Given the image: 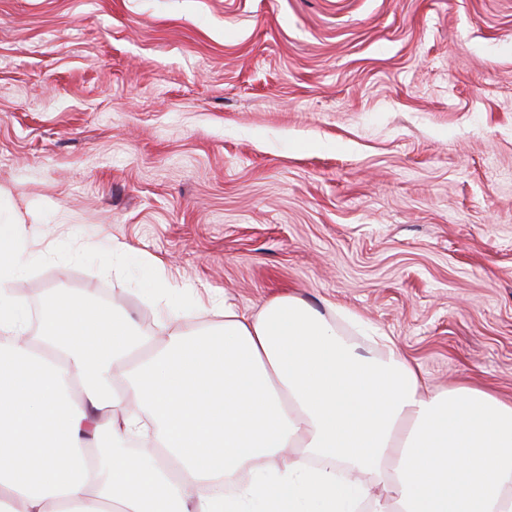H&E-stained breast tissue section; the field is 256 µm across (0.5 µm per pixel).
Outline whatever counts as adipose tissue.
I'll return each instance as SVG.
<instances>
[{"mask_svg": "<svg viewBox=\"0 0 512 512\" xmlns=\"http://www.w3.org/2000/svg\"><path fill=\"white\" fill-rule=\"evenodd\" d=\"M20 224H0V512H512V402L425 391L290 293L206 331L162 311L133 366L117 308L48 293L31 330Z\"/></svg>", "mask_w": 512, "mask_h": 512, "instance_id": "adipose-tissue-1", "label": "adipose tissue"}]
</instances>
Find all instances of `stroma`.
<instances>
[{
	"label": "stroma",
	"instance_id": "35a3bbf8",
	"mask_svg": "<svg viewBox=\"0 0 512 512\" xmlns=\"http://www.w3.org/2000/svg\"><path fill=\"white\" fill-rule=\"evenodd\" d=\"M17 297L290 292L512 400V0H0Z\"/></svg>",
	"mask_w": 512,
	"mask_h": 512
}]
</instances>
